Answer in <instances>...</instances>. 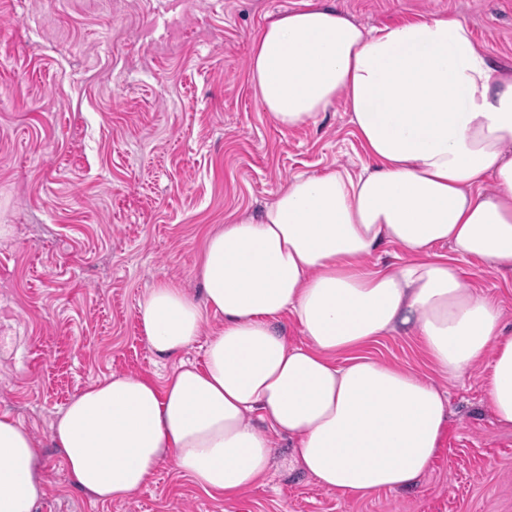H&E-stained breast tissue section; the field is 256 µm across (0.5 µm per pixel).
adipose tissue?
<instances>
[{
  "label": "adipose tissue",
  "instance_id": "ef3b65f1",
  "mask_svg": "<svg viewBox=\"0 0 512 512\" xmlns=\"http://www.w3.org/2000/svg\"><path fill=\"white\" fill-rule=\"evenodd\" d=\"M249 78L284 130L344 102L373 165L294 176L260 214L209 234L204 303L171 282L151 289L137 322L152 351L173 358L199 344L203 362L180 363L160 384L115 374L68 401L50 440L72 487L95 499L130 497L169 461L233 500L265 479L275 434L325 489L416 488L440 449L448 399L431 379L365 354L393 333L417 337L454 378L488 362L487 403L512 429V333L500 303L458 266L512 270V73L456 17L368 30L334 0H307L261 28ZM388 246L402 256L367 265ZM210 311L224 325L204 338ZM287 314L303 344L284 336ZM42 468L40 442L0 414V512H37Z\"/></svg>",
  "mask_w": 512,
  "mask_h": 512
}]
</instances>
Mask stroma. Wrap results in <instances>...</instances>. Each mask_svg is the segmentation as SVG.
Wrapping results in <instances>:
<instances>
[{"label":"stroma","instance_id":"1","mask_svg":"<svg viewBox=\"0 0 512 512\" xmlns=\"http://www.w3.org/2000/svg\"><path fill=\"white\" fill-rule=\"evenodd\" d=\"M372 28L448 13L512 70V0H335ZM305 0H0V412L43 443L37 512H512V429L487 405V370H437L415 337H382L379 361L429 377L449 400L442 449L419 487L365 498L293 469L288 438L262 485L213 498L171 462L122 501L68 484L49 441L68 400L121 373L163 380L192 348L160 360L140 303L170 281L201 297L206 235L255 214L298 174L371 160L343 104L280 129L249 81L268 15ZM467 280L497 297L512 328V271L476 259Z\"/></svg>","mask_w":512,"mask_h":512}]
</instances>
